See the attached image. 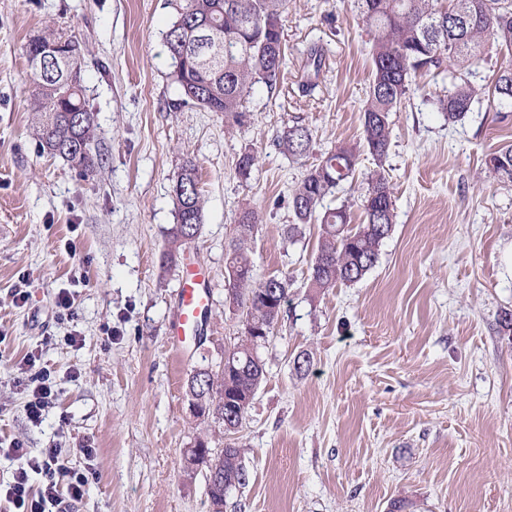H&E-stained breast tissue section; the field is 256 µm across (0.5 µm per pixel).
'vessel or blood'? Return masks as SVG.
Returning <instances> with one entry per match:
<instances>
[{"instance_id":"obj_1","label":"vessel or blood","mask_w":512,"mask_h":512,"mask_svg":"<svg viewBox=\"0 0 512 512\" xmlns=\"http://www.w3.org/2000/svg\"><path fill=\"white\" fill-rule=\"evenodd\" d=\"M209 303L201 266L194 262L187 264L179 281L177 306L169 332L172 349H179L187 338L200 336Z\"/></svg>"}]
</instances>
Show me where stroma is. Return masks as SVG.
<instances>
[{
	"instance_id": "35a3bbf8",
	"label": "stroma",
	"mask_w": 512,
	"mask_h": 512,
	"mask_svg": "<svg viewBox=\"0 0 512 512\" xmlns=\"http://www.w3.org/2000/svg\"><path fill=\"white\" fill-rule=\"evenodd\" d=\"M172 18L167 0H0V443L18 439L35 454L62 442L70 466H93L71 512H210L205 474L187 470L184 450L198 438L223 447L224 435L189 415L186 381L242 334L225 303L224 254L251 208L261 217L250 243L257 278L286 275L291 287L238 434L249 481L224 512H390L397 499L408 512H512V331L501 325L512 313V183L484 164L512 143V113L484 100L448 125L428 101L449 88L448 74L417 75L392 115L393 231L361 281L316 293L307 276L319 227L289 241L288 196L323 153L363 145L372 63L361 17L350 0H288V65L275 92L256 86L238 119L178 104L163 41ZM50 27L83 47L99 124L86 179L34 139L23 48ZM313 44L325 51L317 72L305 64ZM295 119L313 134L299 161L274 145ZM248 150L258 164L245 180L235 165ZM187 160L205 215L187 248L209 272L211 305L205 335L176 353L167 333L181 264L165 252ZM373 168L362 152L325 205L348 203L361 222ZM23 273L30 299L19 306ZM63 288L77 293L69 324L55 316ZM73 329L77 347L63 341ZM35 348L61 388L37 426L13 382Z\"/></svg>"
}]
</instances>
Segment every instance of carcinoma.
<instances>
[{"instance_id": "1", "label": "carcinoma", "mask_w": 512, "mask_h": 512, "mask_svg": "<svg viewBox=\"0 0 512 512\" xmlns=\"http://www.w3.org/2000/svg\"><path fill=\"white\" fill-rule=\"evenodd\" d=\"M174 19L164 34L171 60V77L179 101H191L211 112L239 116L258 84L274 91L287 64L282 44V18L288 0H168ZM369 30L372 80L361 111L365 147L376 164L360 208L363 222L351 223L348 205L319 210L323 200L353 177L359 154L338 146L325 153L291 189L294 223L286 226L291 239L308 224L320 225L318 250L310 266V287L321 292L339 284L360 281L377 263L380 247L393 231L395 202L384 163L392 137L391 115L410 96L412 75L448 71L451 88L433 98L435 111L453 125L465 118L485 96L473 82L476 65L483 60L487 43L512 51V0H353ZM201 25L223 35L221 45L196 43ZM60 51L79 42L49 32L25 45L35 91L31 102L34 134L39 149L65 160L83 177L98 165L92 152L97 129L96 113L79 92L85 90L82 59L76 73L48 62L39 69L35 60L47 44ZM492 103L498 112H512V68L505 67L495 80ZM313 135L299 121L286 126L275 146L294 160L309 156ZM486 168L501 182H512V144L490 154ZM176 224L168 230L166 257L174 260L180 248L197 237L204 223L198 169L194 161L183 164L173 187ZM260 223L256 211L240 212L236 235L224 255L228 288L245 309L242 339L225 357L224 373L213 380L206 366L189 377L190 391L199 397L200 411L219 425L224 415L235 416L241 426L251 393L258 390L266 370L252 355L273 334L282 309L270 302L288 300V276L255 278L248 247ZM191 464L206 470L217 468L224 479L207 489L210 502L224 503L231 490L224 481L240 486L249 480L241 449L203 448L192 454Z\"/></svg>"}]
</instances>
